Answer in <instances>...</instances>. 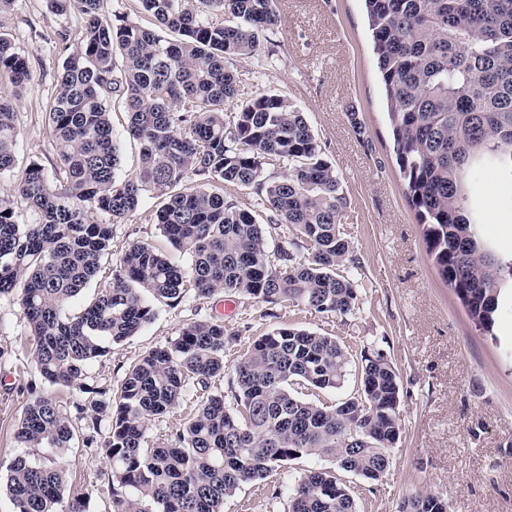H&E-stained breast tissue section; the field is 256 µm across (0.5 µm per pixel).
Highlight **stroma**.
<instances>
[{
  "mask_svg": "<svg viewBox=\"0 0 512 512\" xmlns=\"http://www.w3.org/2000/svg\"><path fill=\"white\" fill-rule=\"evenodd\" d=\"M275 4L279 23L269 43L237 65L240 93L286 96L304 113L335 167L348 201L341 222L358 259L352 274L367 284L358 307L337 318L224 294L205 301L189 295L174 307L159 303L151 323L89 367L87 382L119 383L135 359L173 341L184 324L220 314L236 337L224 350V373L211 389L231 407L234 365L256 336L288 324L337 336L353 353L383 352L401 373L403 434L388 471L376 482L345 477L357 512H398L403 499L417 491L440 494L448 512H512V302L503 301L492 332L479 331L426 252L423 227L396 162L363 0ZM83 29L78 12L56 14L47 0H13L0 11V35L14 43L30 70L19 91L0 77V91L15 96L19 131L14 167L0 173V197L16 196L30 164H40L48 177L56 175L48 112L63 63ZM110 112L121 154L118 174L129 176L138 168L140 145L127 132L122 105L112 103ZM469 202L478 236L496 253H512V178L491 165L476 169ZM161 204L160 197L146 195L137 211L115 225L112 252L80 301L111 282L122 251L135 242L150 244L174 264L190 265V257L176 250L155 222ZM34 347L19 302L0 299L1 479L16 457L47 454L43 448H21L14 438L35 397H53L71 418L76 404L88 401L85 393L46 382L36 369ZM198 404L196 393H188L171 413L151 420L147 447L167 441ZM56 459L66 473V496L85 497L88 512H112V461L104 448L86 447L78 435ZM324 465L310 456L289 461L245 484L225 500L224 512H287L295 479Z\"/></svg>",
  "mask_w": 512,
  "mask_h": 512,
  "instance_id": "35a3bbf8",
  "label": "stroma"
}]
</instances>
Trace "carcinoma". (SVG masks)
Masks as SVG:
<instances>
[{"label":"carcinoma","mask_w":512,"mask_h":512,"mask_svg":"<svg viewBox=\"0 0 512 512\" xmlns=\"http://www.w3.org/2000/svg\"><path fill=\"white\" fill-rule=\"evenodd\" d=\"M49 2L59 14L79 11L86 25L49 111L58 174L51 180L32 163L17 198H0V298L18 297L40 375L96 395L77 410L89 447L108 422L113 512H224L243 484L298 455L380 480L403 433L393 362L379 351L361 354L359 389L334 405L300 396L344 385L353 354L336 336L283 325L256 337L234 368L238 410L221 394L204 395L193 418L154 448L143 447L147 421L171 412L188 385L205 392L224 373V348L236 336L224 320L185 324L175 340L131 365L115 389L85 383L93 362L154 318L148 295L176 306L189 291L199 300L224 292L341 318L367 285L340 272L356 263L341 224L347 198L304 114L273 93L226 112L240 95L232 64L252 57L278 25L274 0H134L155 29L126 16L112 24L103 0ZM365 2L394 152L427 253L475 326L488 331L512 289V254L490 252L476 235L468 176L489 160L512 178V0ZM3 73L17 91L30 75L25 57L0 35ZM114 100L141 146V164L125 178L117 175ZM15 115L1 93L0 172L14 164ZM191 178L201 185L188 184ZM226 185L255 188L267 223L286 225L278 243L224 196ZM148 192L166 197L156 224L191 265L180 268L150 244L132 243L112 270V287L72 310L112 249L113 226ZM20 202L35 212L34 223H16ZM97 213L109 222L95 220ZM74 435L56 402L38 396L15 439L23 448L63 449ZM65 479L55 460L19 456L4 488L15 512H86L80 496L59 510ZM288 512H356V503L341 476L314 468L295 480ZM401 512H448V503L421 491L404 499Z\"/></svg>","instance_id":"carcinoma-1"}]
</instances>
